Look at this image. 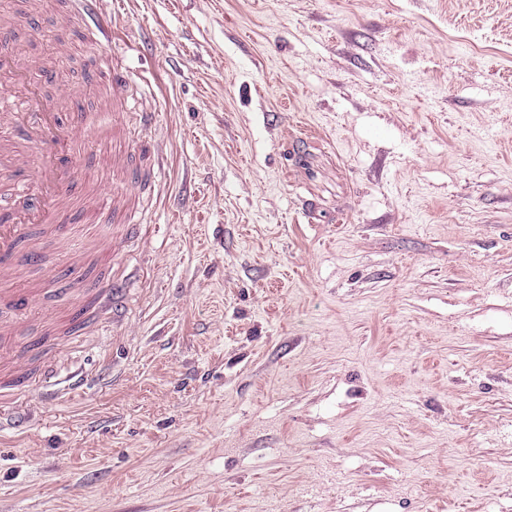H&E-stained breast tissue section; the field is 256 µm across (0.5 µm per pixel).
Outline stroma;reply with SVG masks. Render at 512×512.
<instances>
[{
  "instance_id": "obj_1",
  "label": "stroma",
  "mask_w": 512,
  "mask_h": 512,
  "mask_svg": "<svg viewBox=\"0 0 512 512\" xmlns=\"http://www.w3.org/2000/svg\"><path fill=\"white\" fill-rule=\"evenodd\" d=\"M63 87L146 188L126 318L5 343L0 512H512V0H100ZM96 64L103 65L108 68L112 73L110 94L112 97V111L113 108L121 109L128 104L126 97V87L128 85V78L121 72L118 65L112 66V54L108 53L107 56H96Z\"/></svg>"
}]
</instances>
